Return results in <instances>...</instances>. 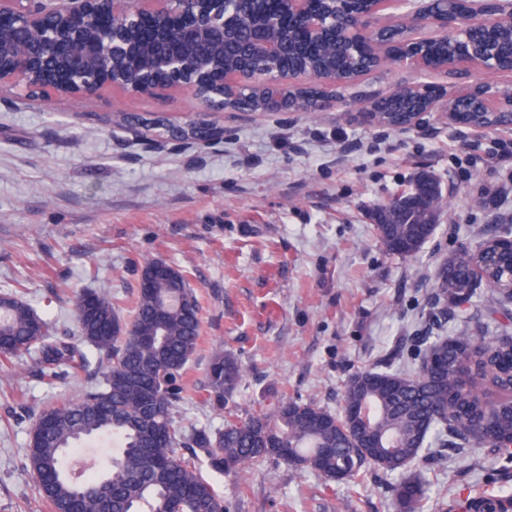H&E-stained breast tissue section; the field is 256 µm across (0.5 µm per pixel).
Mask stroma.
<instances>
[{
	"label": "stroma",
	"instance_id": "stroma-1",
	"mask_svg": "<svg viewBox=\"0 0 512 512\" xmlns=\"http://www.w3.org/2000/svg\"><path fill=\"white\" fill-rule=\"evenodd\" d=\"M476 71L412 72L386 64L360 79L353 111L216 110L211 142L147 140L120 128L121 112L196 115L190 94L132 97L119 89L47 103L0 89V291L24 299L58 335L77 337L78 293L111 291L132 315L145 260L184 270L202 306L201 344L188 362L176 419L222 427L201 384L216 351L246 368L226 405L238 416L271 410L281 396L335 411L357 371L417 360L428 336L481 335L492 324L481 303L450 318L434 299L440 263L482 232L512 227V197L485 202L512 165H472L462 144L479 134L430 114L406 130L367 121L371 102L416 82L446 93ZM430 174L447 201L416 257L387 254L374 214ZM91 366L47 385L26 355L0 362V512H48L27 466L40 412L91 389ZM423 512L453 508L485 491H512V461L481 448L417 464ZM230 512H394L396 475L367 471L361 485L326 483L280 461L241 477L210 474Z\"/></svg>",
	"mask_w": 512,
	"mask_h": 512
}]
</instances>
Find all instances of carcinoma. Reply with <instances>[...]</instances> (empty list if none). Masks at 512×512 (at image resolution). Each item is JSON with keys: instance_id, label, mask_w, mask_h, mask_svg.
<instances>
[{"instance_id": "cac0c4a2", "label": "carcinoma", "mask_w": 512, "mask_h": 512, "mask_svg": "<svg viewBox=\"0 0 512 512\" xmlns=\"http://www.w3.org/2000/svg\"><path fill=\"white\" fill-rule=\"evenodd\" d=\"M495 42L512 49V22L498 21L490 30ZM261 30L246 29L235 46L219 51L212 62L232 71L236 55L255 48ZM450 44L419 46L430 63L448 58ZM311 69L338 64L348 69L354 61L340 44L291 58ZM224 103L233 109L264 111L266 89L252 94L228 91ZM383 124L408 128L407 107L399 101L380 102ZM116 123L142 125L162 138L200 139L202 122L182 127L163 115L151 118L121 114ZM421 181L415 191L398 195L406 202L397 212L379 209L375 224L380 245L389 255L414 258L432 236L436 225L426 222L429 209H441L443 197L427 204L412 199L429 187ZM512 245L490 233L476 250L459 249L439 268L435 294L460 315L465 305L487 288L485 307L500 314L503 327L512 321V295L494 281L509 270ZM138 289L134 315L125 322L106 289L90 290L89 307L81 309L85 293L76 297L77 323L83 344L54 335L50 325L18 291L0 292V358L36 354L40 379L51 384L58 370H81L89 360L83 345L99 354L98 383L82 396L42 410L55 416L57 429L44 436L30 432L27 459L39 491L51 512H69L81 497V512H226L224 494L201 473L205 464L216 474H228L268 460H279L326 482L357 483L371 468L398 476L393 488L395 512H422L424 485L411 468L422 451L469 442L477 429L481 447L497 457L512 458L507 438L512 434V372L498 366L501 338L458 336L440 339L428 353L444 362L439 370L422 366L356 372L345 384L336 412L313 403L282 399L269 412L230 420L218 429L177 425L174 407L180 399L177 385L199 347L201 306L187 274ZM245 370L231 355L215 354L208 365L203 390L205 402L224 410L243 380ZM112 436V462L100 470H80L69 478L67 460L78 442Z\"/></svg>"}]
</instances>
